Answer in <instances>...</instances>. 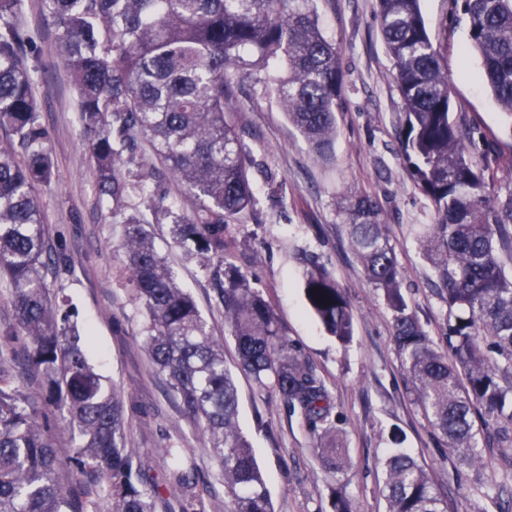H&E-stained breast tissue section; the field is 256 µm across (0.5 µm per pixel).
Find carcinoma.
<instances>
[{"label":"carcinoma","mask_w":512,"mask_h":512,"mask_svg":"<svg viewBox=\"0 0 512 512\" xmlns=\"http://www.w3.org/2000/svg\"><path fill=\"white\" fill-rule=\"evenodd\" d=\"M24 0H0V279L12 288L28 361L44 406L66 412L79 443L60 447L18 389L0 383V512H157L144 461L125 446L123 405L109 393L69 316L50 303L45 271L65 262L45 245L37 196L54 176L50 134L33 87L42 68L18 22ZM78 96L99 198L121 217L128 283L145 317V345L224 476L227 512H273L253 448L238 425L237 390L224 343L156 248L149 226L167 221L172 242L199 259L216 284L235 340L237 368L271 387L306 423L333 474L348 467L328 392L289 343L272 306L224 253V226L254 201L246 155L226 113L247 79L264 81L318 157L331 152L343 72L319 28L316 0H42ZM380 24L405 105L401 143L438 223L420 240L448 307L446 349L436 347L401 291L402 272L367 193L342 201L352 245L392 313L393 339L417 404L461 464L478 462L480 438L512 448V274L500 257L512 230V194L491 203L450 116L448 73L421 0H379ZM481 78L512 116V0H462ZM148 142L185 188L166 202L151 174L122 172ZM138 196L142 206L130 200ZM309 307L341 344L354 336L342 288L312 264ZM67 461L103 482L102 503L70 498L56 478ZM387 512H445L435 484L405 450L385 462ZM334 512H356L344 487Z\"/></svg>","instance_id":"1"}]
</instances>
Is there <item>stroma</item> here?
<instances>
[{"label": "stroma", "mask_w": 512, "mask_h": 512, "mask_svg": "<svg viewBox=\"0 0 512 512\" xmlns=\"http://www.w3.org/2000/svg\"><path fill=\"white\" fill-rule=\"evenodd\" d=\"M320 26L335 44L344 85L332 155L315 159L265 83L247 82L233 119L249 156L251 208L224 229V249L274 308L292 345L324 382L332 417L347 448L348 472L328 473L315 441L279 393L236 373L239 426L253 445L274 512H333L331 490L344 486L359 512H387L385 461L401 446L428 470L448 512H501L512 494V450L492 447L475 466L459 464L446 440L429 426L414 401L392 338V314L367 279L351 246L344 194L364 192L382 209L402 270V292L436 344H443L448 309L433 291L432 270L419 241L436 223L433 203L404 161L400 141L404 103L378 20V0H317ZM429 35L448 68L451 117L460 126L473 164L491 194L512 193V116L502 112L480 79L466 17L455 0H423ZM21 24L29 31L46 76L33 88L51 134L53 183L40 189L46 245L66 265L49 269L50 293L71 311L80 336H91L90 364L123 402L126 442L146 460L160 499L159 512H226L224 479L209 442L157 373L144 346L145 319L124 274L122 228L109 223L98 198L94 162L78 121L76 94L62 63L41 0H24ZM157 246L194 297L224 360L237 354L210 277L181 249L168 246V227L154 225ZM324 266L343 288L355 317L349 345L329 336L308 306L303 273ZM0 371L32 401L39 375L20 361L29 348L14 337L0 348ZM194 480L181 487L174 472Z\"/></svg>", "instance_id": "35a3bbf8"}]
</instances>
